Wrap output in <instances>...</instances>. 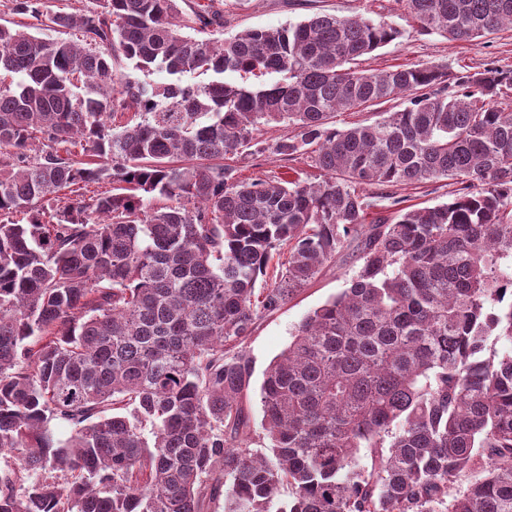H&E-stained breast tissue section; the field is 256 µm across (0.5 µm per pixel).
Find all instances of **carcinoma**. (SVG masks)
<instances>
[{"label": "carcinoma", "instance_id": "cac0c4a2", "mask_svg": "<svg viewBox=\"0 0 512 512\" xmlns=\"http://www.w3.org/2000/svg\"><path fill=\"white\" fill-rule=\"evenodd\" d=\"M402 2L453 41L512 27V0ZM12 11L79 37L0 24V512H512V71L363 70L400 30L362 17L217 45L185 33L224 30L211 5ZM272 123L321 181L222 164ZM441 178L448 202L366 223L357 187ZM347 250L255 417L247 337ZM407 105V101L405 98L394 100L391 102L383 103L376 110H368L362 112H344L334 118L336 122V127L345 128L355 123H372L375 120L379 119L378 112H394L404 108Z\"/></svg>", "mask_w": 512, "mask_h": 512}]
</instances>
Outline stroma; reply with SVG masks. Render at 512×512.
I'll use <instances>...</instances> for the list:
<instances>
[{
  "label": "stroma",
  "mask_w": 512,
  "mask_h": 512,
  "mask_svg": "<svg viewBox=\"0 0 512 512\" xmlns=\"http://www.w3.org/2000/svg\"><path fill=\"white\" fill-rule=\"evenodd\" d=\"M224 7V30L211 33V40H224L246 28L284 26L302 21L316 13L337 16H363L383 20L396 26L401 35L392 43L364 57L361 66L368 70H387L398 65L428 63L450 72L482 71L494 66L512 70V29L503 28L487 38L468 42L448 40L438 33L422 32L407 15L401 0H221ZM287 126L263 127L260 140L265 152L236 155L229 165L237 179L274 180L289 171L303 173L315 180L319 177L310 159H288L271 151L272 144L288 134ZM454 186L441 179L413 186L394 188L393 193L404 208L434 206L448 201ZM354 258L342 256L327 266L286 304L257 321L245 347L254 365L255 381H262L269 363L284 350L298 324L311 311L338 294L358 269Z\"/></svg>",
  "instance_id": "obj_1"
}]
</instances>
